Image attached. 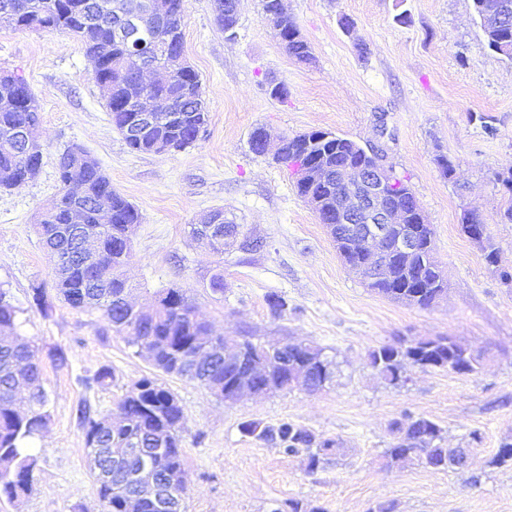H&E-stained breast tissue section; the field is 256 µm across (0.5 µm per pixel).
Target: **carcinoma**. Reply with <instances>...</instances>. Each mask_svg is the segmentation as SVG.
Returning <instances> with one entry per match:
<instances>
[{
    "instance_id": "1",
    "label": "carcinoma",
    "mask_w": 512,
    "mask_h": 512,
    "mask_svg": "<svg viewBox=\"0 0 512 512\" xmlns=\"http://www.w3.org/2000/svg\"><path fill=\"white\" fill-rule=\"evenodd\" d=\"M143 11L141 39L157 48L160 58L172 68L171 81L157 92L172 102L171 117L157 123L152 132L140 139L125 135L131 118L133 102L141 93V83L134 69L126 64L128 50L112 34V18L108 0H0V12L23 9L17 23L19 29L43 32H66L83 45L94 70L92 79H110L114 82L112 97L106 106L112 114V123L123 135L127 147L137 153H151L152 142L163 132L177 141L180 149L194 143L197 129L207 123L208 111L203 108L202 83L197 72L186 73L174 63L183 49L181 18L184 0H164L166 17L160 19L143 10L148 0H129ZM215 20L225 29L237 25V15L228 6L230 0H211ZM266 19L281 35H290L288 56L305 62L311 56V47L302 37H294L295 20L278 8V0H262ZM167 30L175 33L176 46L169 49L161 40ZM494 53L512 61V20L499 29L498 38L486 39ZM15 87L22 90L31 105H16L12 93L0 91V190L21 187L22 169L29 161L42 157L27 155L21 134L39 130V104L28 84L13 78ZM307 134L285 138L277 161L294 171L292 156L305 142ZM85 148L69 146L57 163L59 192L50 207L44 210L35 224L43 247L54 264V290L72 308H94L116 331L126 335L128 343L137 345L140 339H151L157 347L152 365L167 375H175L205 387L220 400L233 397L240 377L253 370L257 360L281 349L287 362L277 367L271 377L279 390L294 388L308 392L323 390L332 382L336 362L324 348L313 343L278 341L256 343L249 336H224L213 333L210 325L198 317L193 302L179 288L159 292L155 314L143 319L130 312L128 301L132 288L121 275L126 264L132 239L127 237L129 227L141 222L138 209L112 190V182L100 166L87 167L80 163L79 152ZM107 195L117 215L113 224H101L96 216L95 199ZM84 210V224L80 233L63 230L70 210ZM99 240L101 253L96 263L86 266L71 257L84 240ZM424 239L430 248L414 255L408 265H396L390 281L369 282L367 287L394 300H406L422 308L432 306L447 291V283L437 279L433 271V231L424 228ZM17 307L8 292L0 289V498L15 501L32 490L38 457L30 453L29 444L41 433L47 422L44 408L47 395L43 386L40 365L34 361L29 341L16 332ZM236 342L240 348L239 362L226 366L220 361L210 365L197 356L198 349L208 340ZM482 350L472 349L452 336H437L419 341L400 339L381 345L369 353L371 368L389 385L397 387L406 382L410 367L441 368L454 374H472L481 365ZM27 380L30 411L16 410L18 389L16 378ZM124 416L123 426L112 428V416L97 413L83 406L79 416L87 449L99 445L114 448L121 454L126 448L142 446L159 452L165 461L163 479L178 491L187 490L184 467L183 433L185 415L178 397L152 377L139 379L119 401ZM394 442L385 451L392 462L409 461L424 468L448 471L457 469L461 449L448 446L442 428L424 416L403 415L390 424ZM243 436L259 443H273L291 454L308 452V469L317 471L328 456L340 452L343 442L338 438H324L290 421L266 424L249 420L241 423ZM492 467L512 466V440H503L491 456ZM139 467V460L127 457L120 471L108 484L96 485L102 512H121L122 503L129 495L140 499V512H158L153 494L141 490L128 480V475Z\"/></svg>"
}]
</instances>
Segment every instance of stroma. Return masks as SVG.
Segmentation results:
<instances>
[{
  "label": "stroma",
  "mask_w": 512,
  "mask_h": 512,
  "mask_svg": "<svg viewBox=\"0 0 512 512\" xmlns=\"http://www.w3.org/2000/svg\"><path fill=\"white\" fill-rule=\"evenodd\" d=\"M313 58L301 63L281 47L261 0H238L234 38L218 26L210 0H185L184 57L198 72L208 122L185 150L135 153L112 124L79 40L0 25V73L22 78L40 106L42 165L21 188L0 192V287L18 309V332L36 348L48 392V420L34 446L33 491L0 502V512H100L78 410L118 413V400L140 378L180 399L188 488L185 512H275L296 499L323 512H512V467L488 459L512 437V224L500 212L512 195L498 181L512 168V62L490 51L473 0H284ZM353 29H344L343 18ZM364 42L359 53L356 42ZM284 83L285 100L269 96ZM264 128L272 141L316 130L378 146L409 179L433 230L434 257L448 291L421 308L366 288L349 269L288 170L255 154L249 138ZM82 145L113 189L141 214L124 275L132 299L151 305L180 288L200 315L227 336L246 330L262 340L314 341L336 359V378L317 393L248 396L235 403L194 382L157 373L144 353L100 312L57 298L50 258L33 231L57 195V160ZM454 164L444 176L439 156ZM223 209L241 234L257 240L213 253L192 233L210 210ZM477 210L495 244L498 267L461 231L464 209ZM224 290L212 292V274ZM50 303L41 310L35 287ZM287 302L281 316L272 295ZM452 336L485 349L482 369L457 375L411 369L393 387L368 363L371 349L397 339ZM69 359L55 366L56 350ZM109 385H86L100 369ZM425 416L449 446L482 435L465 471L387 466L389 423ZM246 420L291 421L344 443L340 455L309 472L306 453L288 454L239 431Z\"/></svg>",
  "instance_id": "35a3bbf8"
}]
</instances>
